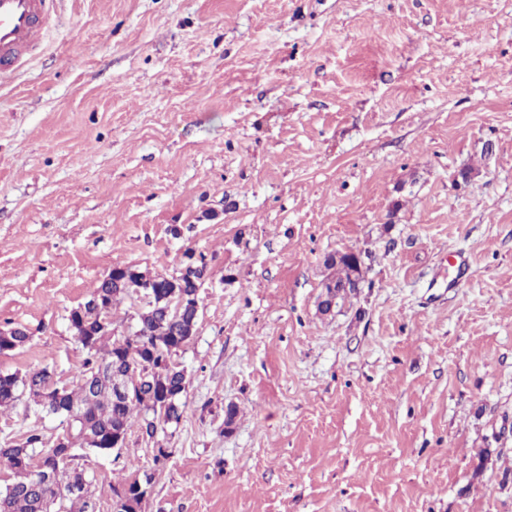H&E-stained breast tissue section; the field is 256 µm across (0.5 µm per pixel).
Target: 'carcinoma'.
<instances>
[{"label":"carcinoma","instance_id":"obj_1","mask_svg":"<svg viewBox=\"0 0 512 512\" xmlns=\"http://www.w3.org/2000/svg\"><path fill=\"white\" fill-rule=\"evenodd\" d=\"M362 261L354 252L339 259H328L333 269L331 280L340 284ZM204 262L194 263L187 274L171 277H151L131 266L124 267L118 280L107 274L99 281L90 298L79 305L81 312L71 318L74 332L85 350L86 357L80 376L73 386H59L52 381L48 369L29 372L0 373V413L15 406L22 396L29 403L68 418L74 407L80 425L67 435L71 446L88 447L85 433L112 438L125 437L134 422H139L148 439L176 424L181 419L186 393L187 375L176 362L177 352L192 339L199 322L198 291L205 273ZM151 287L154 301L137 311L138 335L115 337L110 330L100 328L96 302L103 298L111 308L132 298L138 289ZM114 368L122 373H138L141 382L135 390V401L118 405L112 398V387L104 371ZM59 449L37 428L29 429L14 444L0 446V467L9 471L10 481L0 488V512H45L44 501L55 497L82 478L94 482L95 477L73 460L57 461ZM50 465L51 484L35 481L38 463ZM51 512H96L93 493L67 496L51 506Z\"/></svg>","mask_w":512,"mask_h":512}]
</instances>
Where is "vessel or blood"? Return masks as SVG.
<instances>
[{
	"instance_id": "obj_1",
	"label": "vessel or blood",
	"mask_w": 512,
	"mask_h": 512,
	"mask_svg": "<svg viewBox=\"0 0 512 512\" xmlns=\"http://www.w3.org/2000/svg\"><path fill=\"white\" fill-rule=\"evenodd\" d=\"M55 0H0V82L11 80L41 44Z\"/></svg>"
}]
</instances>
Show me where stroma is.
<instances>
[{"instance_id": "obj_1", "label": "stroma", "mask_w": 512, "mask_h": 512, "mask_svg": "<svg viewBox=\"0 0 512 512\" xmlns=\"http://www.w3.org/2000/svg\"><path fill=\"white\" fill-rule=\"evenodd\" d=\"M190 253L171 455L77 450L97 512L136 466L145 512H512V0H57L0 86V373L71 384L70 311ZM32 427L67 429L21 400L0 446ZM359 262L362 264V257L354 252L343 254L337 261L331 256L328 259L329 265L325 261L326 265L334 270L329 280L336 284L349 280L351 272L358 266Z\"/></svg>"}]
</instances>
